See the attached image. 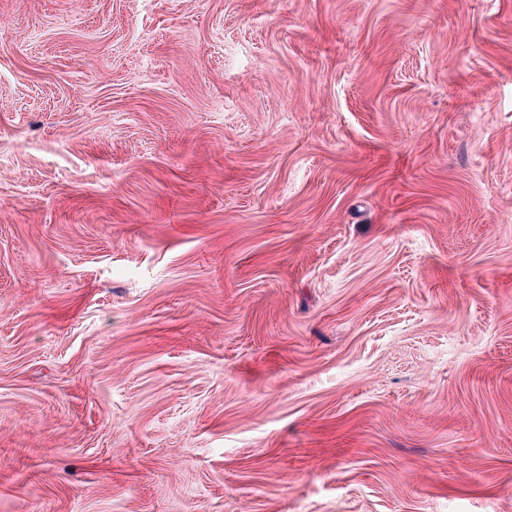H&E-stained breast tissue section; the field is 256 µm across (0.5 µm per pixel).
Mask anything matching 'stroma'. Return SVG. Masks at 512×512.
<instances>
[{"label": "stroma", "instance_id": "35a3bbf8", "mask_svg": "<svg viewBox=\"0 0 512 512\" xmlns=\"http://www.w3.org/2000/svg\"><path fill=\"white\" fill-rule=\"evenodd\" d=\"M0 512H512V0H0Z\"/></svg>", "mask_w": 512, "mask_h": 512}]
</instances>
